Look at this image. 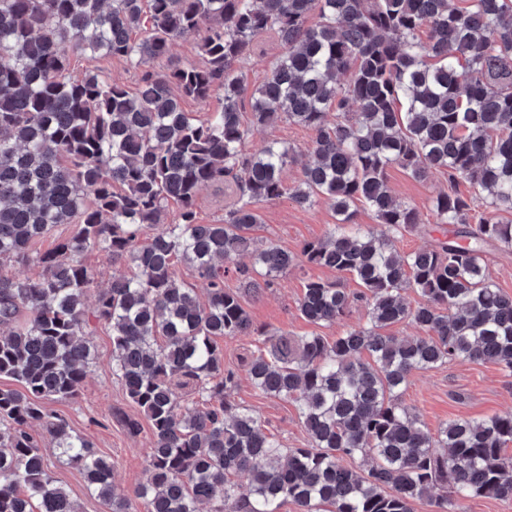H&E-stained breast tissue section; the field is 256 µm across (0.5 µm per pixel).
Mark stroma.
<instances>
[{
  "mask_svg": "<svg viewBox=\"0 0 512 512\" xmlns=\"http://www.w3.org/2000/svg\"><path fill=\"white\" fill-rule=\"evenodd\" d=\"M282 53L283 48L276 38L265 36L259 39L254 52L241 65L249 87H257L265 80ZM311 138L309 129L282 120L253 128L250 146L257 150L276 140L302 150ZM301 177V164L289 165L284 170L286 194L262 205L261 222L254 231L257 240H270L297 253L306 242L322 238L335 224L336 215L326 202L320 200L302 207L289 198V189L297 185ZM388 185L399 200L413 205L418 213L419 230L394 235L393 241L399 251L412 252L442 238L445 228L436 222L432 200L439 192L447 190L446 176L436 174L419 181L395 166L388 171ZM81 261L92 278L85 297L82 338L90 346L94 360L75 398L48 401L44 407L46 412L64 418L72 433L88 441L97 454L111 459L117 491L130 496L148 478L145 454L151 444V431L145 424L139 433L132 435L121 422L122 416L136 418L140 411L112 374L111 328L97 318L95 311L98 293L108 286L112 277L127 274L128 268L125 263L112 261L109 255L98 250L85 252ZM309 278L337 280L351 291L358 287L353 278L339 276L336 270L303 265L260 295L244 294L243 303L254 327L293 337L318 332L331 339L345 330L366 325L367 308L361 303L354 305L342 321L330 327L318 329L304 320L298 311V300ZM219 344L224 351L225 368L240 374L233 395L234 404L256 414L266 428L277 434L284 447H307L308 437L295 405L261 394L242 373L243 360L259 346L256 336L223 338ZM403 399L433 431L456 418L480 420L492 415L512 414V375L493 363L459 360L415 374ZM44 451L50 460L53 479L68 492L78 512H110L107 504L89 490L77 468L59 458L52 446H45Z\"/></svg>",
  "mask_w": 512,
  "mask_h": 512,
  "instance_id": "35a3bbf8",
  "label": "stroma"
}]
</instances>
